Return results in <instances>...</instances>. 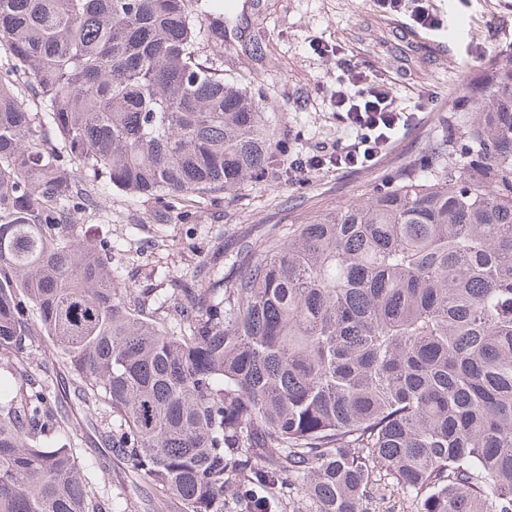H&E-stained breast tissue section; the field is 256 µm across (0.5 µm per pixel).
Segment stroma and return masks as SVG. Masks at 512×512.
<instances>
[{
  "label": "stroma",
  "instance_id": "35a3bbf8",
  "mask_svg": "<svg viewBox=\"0 0 512 512\" xmlns=\"http://www.w3.org/2000/svg\"><path fill=\"white\" fill-rule=\"evenodd\" d=\"M224 38L203 33L200 59L221 64L224 77L260 88L261 106L277 139L291 155L332 152L351 133L329 107L336 87L337 58H352L387 78L400 102L418 91H435L418 120L399 133L386 155L370 168L316 171L303 182L275 175L249 180L236 190L198 199L189 218L161 211L154 200L109 189L75 222L111 241L112 263L133 288L165 289L177 282L205 287L216 272L234 273L245 244L318 213L371 198L397 165L417 154L424 138L446 133L452 112L466 109L472 81L488 63L512 59V0H432L446 29L414 27L377 0H230ZM49 345L33 343L30 365L48 372L58 407L66 411L70 439L86 480L99 493L129 494L137 512H178L155 503L147 485L127 487L120 469L103 480L95 465L99 425L87 420L73 393L70 374L51 367Z\"/></svg>",
  "mask_w": 512,
  "mask_h": 512
}]
</instances>
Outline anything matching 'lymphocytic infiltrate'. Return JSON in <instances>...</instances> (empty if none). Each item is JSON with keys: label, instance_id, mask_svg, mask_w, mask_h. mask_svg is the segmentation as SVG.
Here are the masks:
<instances>
[{"label": "lymphocytic infiltrate", "instance_id": "1", "mask_svg": "<svg viewBox=\"0 0 512 512\" xmlns=\"http://www.w3.org/2000/svg\"><path fill=\"white\" fill-rule=\"evenodd\" d=\"M341 71L328 103L354 138L337 145L328 155H314L307 160L293 159L288 164L289 181L300 175L333 165L356 170L375 164L392 143L395 134L412 125L422 101L399 102L390 83L380 75L365 70L357 62L339 61Z\"/></svg>", "mask_w": 512, "mask_h": 512}]
</instances>
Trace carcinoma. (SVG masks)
I'll use <instances>...</instances> for the list:
<instances>
[{"label":"carcinoma","mask_w":512,"mask_h":512,"mask_svg":"<svg viewBox=\"0 0 512 512\" xmlns=\"http://www.w3.org/2000/svg\"><path fill=\"white\" fill-rule=\"evenodd\" d=\"M189 2L0 0V512H129L61 442L33 336L103 415V477L180 512H369L378 469L420 512H512V66L371 199L159 300L74 224L89 186L185 216L276 148L260 90L196 55Z\"/></svg>","instance_id":"carcinoma-1"}]
</instances>
